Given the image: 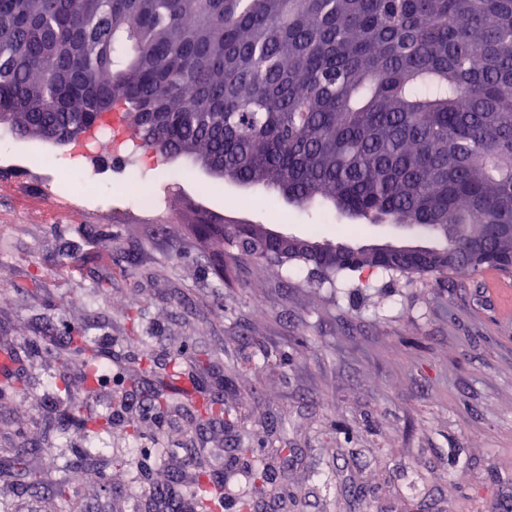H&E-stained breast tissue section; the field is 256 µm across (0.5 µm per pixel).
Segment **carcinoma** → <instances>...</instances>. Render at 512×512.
Returning <instances> with one entry per match:
<instances>
[{"label":"carcinoma","mask_w":512,"mask_h":512,"mask_svg":"<svg viewBox=\"0 0 512 512\" xmlns=\"http://www.w3.org/2000/svg\"><path fill=\"white\" fill-rule=\"evenodd\" d=\"M12 133L40 139L110 113L144 150L217 162L223 178L275 189L300 207L327 205L370 224H409L441 237L435 255L326 256L321 271L480 273L512 259V0H0V114ZM207 244L236 242L241 259L259 232L201 213ZM115 354L79 328L61 340L5 348L58 374L53 404L75 399L68 370L87 393L105 374L125 395L152 378L156 408L183 410L198 426L224 420V398L204 386L211 356L176 351L163 362L141 336ZM47 417L91 479L99 451L86 437L112 435L121 412ZM16 432L3 451L12 476L38 490ZM239 452L250 491L276 492L269 448ZM64 460L49 493L71 504ZM224 471L200 461L191 512H225Z\"/></svg>","instance_id":"obj_1"}]
</instances>
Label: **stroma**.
Instances as JSON below:
<instances>
[{"label": "stroma", "mask_w": 512, "mask_h": 512, "mask_svg": "<svg viewBox=\"0 0 512 512\" xmlns=\"http://www.w3.org/2000/svg\"><path fill=\"white\" fill-rule=\"evenodd\" d=\"M70 149L0 136V340L60 336L83 328L105 345L124 335L131 308L158 354L208 352L220 364L205 379L236 411L235 423L197 430L184 416L143 420L136 452L121 431L101 443V480L74 485L73 512H146L159 489L187 485L190 450L218 465L235 449L286 448L276 464L281 493L263 512H512V320L481 276L374 273L334 283L310 265L275 269L241 261L231 245L202 249L198 208L310 241L338 242L322 213L273 207L259 191L189 179L163 155L126 167L167 200L159 215L105 211L89 202L51 222L75 179L37 196L12 165ZM111 234L112 263L98 262L95 233ZM180 260H173V250ZM43 272L38 300L24 290ZM23 382L0 399V448L14 429L51 466L41 441L43 369L15 368ZM166 455L144 484L133 476L157 448Z\"/></svg>", "instance_id": "35a3bbf8"}]
</instances>
